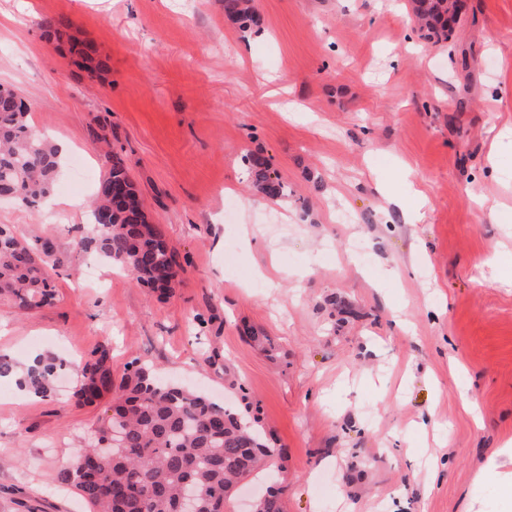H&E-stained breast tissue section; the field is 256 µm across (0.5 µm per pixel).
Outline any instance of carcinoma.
<instances>
[{
  "label": "carcinoma",
  "instance_id": "obj_1",
  "mask_svg": "<svg viewBox=\"0 0 512 512\" xmlns=\"http://www.w3.org/2000/svg\"><path fill=\"white\" fill-rule=\"evenodd\" d=\"M410 6L428 38L448 40L454 30L445 19L448 0H410ZM224 14L243 30L259 22L254 0H224ZM72 51L88 69H105L91 47L76 42ZM104 158L109 169L97 182L92 200L96 227L77 239V251L105 258L138 283L165 291L178 270L164 225L146 214L124 159L110 150ZM245 161L263 196L275 200L286 195L287 186L269 173L264 158L248 155ZM59 168L54 144L34 130L23 99L15 90L0 87V195L38 207L53 195ZM116 187L126 191L128 205L113 206ZM104 218L108 223H102ZM57 264L49 242L36 251L22 236L0 226V296L20 310L54 303ZM62 375L75 380L74 394L85 404L111 395L90 437L58 471V482L73 488L92 512H180L187 483L200 492L195 512H231L236 484L258 477L274 463L275 450L261 437L258 419L213 401L197 388L167 382L140 365L128 370L114 390L111 347L106 343L82 365L45 354L38 364L21 370L11 357L0 355V378H14L39 397L52 394ZM281 495V489L267 486L252 512H283Z\"/></svg>",
  "mask_w": 512,
  "mask_h": 512
}]
</instances>
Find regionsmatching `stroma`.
Here are the masks:
<instances>
[{
    "mask_svg": "<svg viewBox=\"0 0 512 512\" xmlns=\"http://www.w3.org/2000/svg\"><path fill=\"white\" fill-rule=\"evenodd\" d=\"M256 6L244 31L222 0H0V85L70 145L49 207L0 202L60 260L54 305L0 298V354L78 363L106 342L115 377L149 365L250 409L283 468L235 512L273 482L285 512H512V146L493 145L512 128V0H470L439 43L407 0ZM102 134L166 229L172 290L85 273ZM248 154L287 196L253 190ZM70 392L20 401L0 379V512H89L57 473L105 405Z\"/></svg>",
    "mask_w": 512,
    "mask_h": 512,
    "instance_id": "1",
    "label": "stroma"
}]
</instances>
